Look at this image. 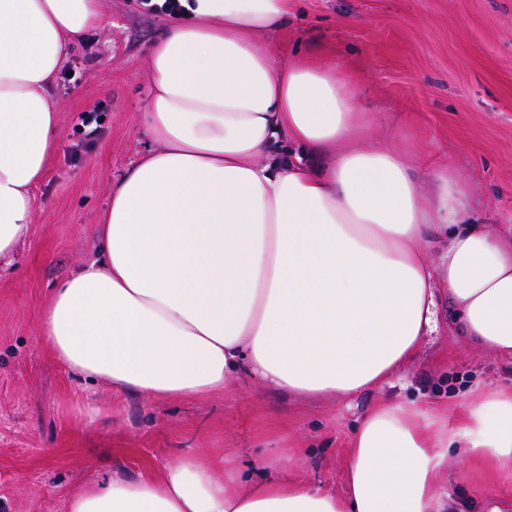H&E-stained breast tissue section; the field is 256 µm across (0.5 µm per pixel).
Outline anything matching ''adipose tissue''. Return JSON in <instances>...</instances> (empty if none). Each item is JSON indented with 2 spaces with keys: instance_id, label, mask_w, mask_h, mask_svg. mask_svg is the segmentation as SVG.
Wrapping results in <instances>:
<instances>
[{
  "instance_id": "obj_1",
  "label": "adipose tissue",
  "mask_w": 512,
  "mask_h": 512,
  "mask_svg": "<svg viewBox=\"0 0 512 512\" xmlns=\"http://www.w3.org/2000/svg\"><path fill=\"white\" fill-rule=\"evenodd\" d=\"M292 2L179 0L152 46L151 144L111 185L96 258L41 313L43 344L82 380L84 425L131 395L204 398L237 375L329 399L380 386L434 330L439 279L465 335L512 358V245L469 216L453 169L431 191L406 152L367 141L376 117L337 69L259 42ZM103 21L102 0H0V260L27 238L59 145L51 82ZM431 423L366 413L342 497L264 472L245 485L189 453L155 477L73 488L67 512H441L448 447L512 464V391Z\"/></svg>"
}]
</instances>
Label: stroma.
<instances>
[{"label": "stroma", "instance_id": "35a3bbf8", "mask_svg": "<svg viewBox=\"0 0 512 512\" xmlns=\"http://www.w3.org/2000/svg\"><path fill=\"white\" fill-rule=\"evenodd\" d=\"M172 22L140 0H105V21L62 62L71 78L50 92L60 144L33 192L30 234L0 268V512H65L79 483L113 467L130 478L158 473L182 454L220 456L241 478L262 458L287 455L290 478L344 495L352 437L383 401L447 415L456 425L476 389L512 385V361L461 336L445 289L436 332L391 384L342 400L274 394L240 377L206 400L128 397L114 427L72 413L79 380L41 340L53 288L93 258L109 187L149 143L143 116L147 60ZM283 63L335 66L377 115L369 137L410 154L430 174L452 168L469 186L482 224H512V0H294L272 33ZM95 112V128L80 115ZM462 512H512V475L492 453L448 451L437 477Z\"/></svg>", "mask_w": 512, "mask_h": 512}]
</instances>
